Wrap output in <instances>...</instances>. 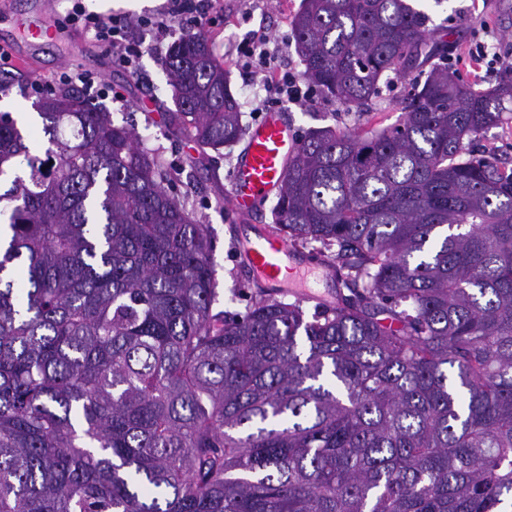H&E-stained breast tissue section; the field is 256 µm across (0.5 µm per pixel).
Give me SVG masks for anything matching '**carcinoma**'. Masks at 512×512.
Masks as SVG:
<instances>
[{
    "mask_svg": "<svg viewBox=\"0 0 512 512\" xmlns=\"http://www.w3.org/2000/svg\"><path fill=\"white\" fill-rule=\"evenodd\" d=\"M407 0H302V77L347 111L429 68L396 126L316 128L272 230L346 292L308 316L257 288L213 312L208 226L180 170L74 90L0 114V512H512V168L474 154L480 91ZM171 133L247 126L207 37L175 42ZM22 169L25 176L16 174Z\"/></svg>",
    "mask_w": 512,
    "mask_h": 512,
    "instance_id": "obj_1",
    "label": "carcinoma"
}]
</instances>
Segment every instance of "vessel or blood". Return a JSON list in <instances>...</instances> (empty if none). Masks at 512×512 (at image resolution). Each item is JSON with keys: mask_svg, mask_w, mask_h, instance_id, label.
Segmentation results:
<instances>
[{"mask_svg": "<svg viewBox=\"0 0 512 512\" xmlns=\"http://www.w3.org/2000/svg\"><path fill=\"white\" fill-rule=\"evenodd\" d=\"M247 146L232 175L230 207L238 215L255 211L282 186L285 166L298 150L294 129L277 111L265 113L246 133ZM253 275L270 283L299 275L305 266L287 242L269 231L255 234L244 249Z\"/></svg>", "mask_w": 512, "mask_h": 512, "instance_id": "1", "label": "vessel or blood"}]
</instances>
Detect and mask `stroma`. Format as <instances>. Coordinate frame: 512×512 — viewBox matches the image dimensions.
<instances>
[{
  "mask_svg": "<svg viewBox=\"0 0 512 512\" xmlns=\"http://www.w3.org/2000/svg\"><path fill=\"white\" fill-rule=\"evenodd\" d=\"M75 1L78 0H7L0 7V49L9 55L8 61L0 62V113H25L24 132L31 134L39 149H46L47 139L41 132L31 83L55 79L68 67L103 74L111 89L102 96L101 105L111 112L115 124L134 128L143 148L159 153L172 166L180 168L181 174L170 192L208 226L219 292L214 311L244 313L251 300L253 278L241 262V242L252 226L270 227V210L245 219L233 213L227 205L233 162L212 151L201 152L192 143L169 133L162 115L175 108L165 73L172 39L157 41L153 50L143 52L136 72L132 73L74 29L65 28L66 39L39 46L30 44L21 34V27L30 22L65 27ZM223 4V10L212 13L201 30L208 36L213 53L223 64L239 99L243 124L251 125L262 118L263 112L257 106L258 93L246 88L242 61L234 48L248 34L266 32L279 36L286 42L279 57L281 64L302 73L303 65L289 25V18L300 8L301 0H223ZM411 4L428 14V26L435 35L451 43L450 54L455 58L451 68L461 80L470 78V67L464 61L469 42L485 40L490 33L512 41V0H411ZM24 58L32 59L33 67L21 66ZM418 78L414 72L382 87L376 111L367 115L370 125L399 124V102ZM281 111L300 136L312 128H353L359 124L355 113L344 111L321 96L308 108L286 103ZM192 158L199 165L188 175L183 168Z\"/></svg>",
  "mask_w": 512,
  "mask_h": 512,
  "instance_id": "stroma-1",
  "label": "stroma"
}]
</instances>
